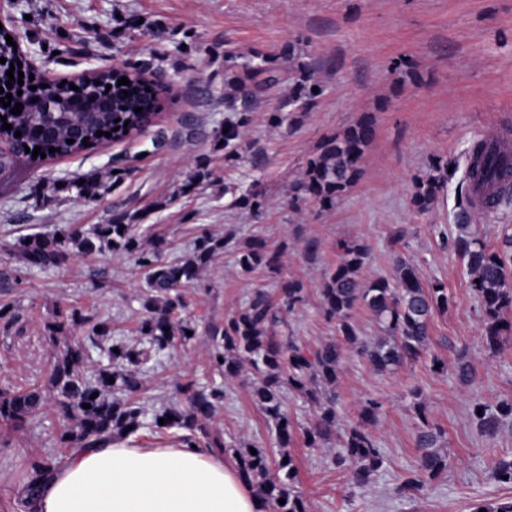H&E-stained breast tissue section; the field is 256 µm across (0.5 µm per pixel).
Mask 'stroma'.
Segmentation results:
<instances>
[{
  "label": "stroma",
  "instance_id": "stroma-1",
  "mask_svg": "<svg viewBox=\"0 0 512 512\" xmlns=\"http://www.w3.org/2000/svg\"><path fill=\"white\" fill-rule=\"evenodd\" d=\"M0 16L20 33L36 75L75 80L94 70L126 69L153 53L160 63L151 79L164 88L155 124L141 133L0 173V307L16 316L9 328L0 327V387L47 384L59 346L44 324L57 308L74 305L108 320L113 335L131 343L142 317L143 274L132 257L106 252L58 268H28L14 255L18 237L66 224L87 228L128 212L145 234L164 239V256L174 261L206 235L240 245L259 234L281 251L280 275L246 278L233 253L215 256L185 291L184 315L195 336L147 370L141 396L155 405L178 401L173 380L183 374L223 386L214 426L225 439L258 443L278 456L267 419L251 398L254 370L242 363L239 376L229 379L216 371L208 328L244 306L252 289L274 288L282 276L305 288L304 303L288 316L289 331L313 348L334 340L336 324L321 311L319 289L338 259L337 243L358 240L373 254L360 273L362 283L390 276L401 256L423 280L446 285L452 302L431 323L430 352L451 366L469 357L478 378L464 387L454 376L433 374L424 361L376 372L354 347H345L335 438L315 449L298 438L290 449L308 512H470L475 502L512 498V485L491 472L495 459L512 455V424L489 441L472 416L476 401L512 400V344L485 356L466 264L435 233L441 226L449 237L457 235L466 157L479 134L489 128L512 134V0H0ZM288 43L302 61L315 64L322 96L294 125L273 127L264 109L254 112L247 140L265 153L263 171L243 159L226 162L213 141L227 117L225 53L276 55ZM401 58L410 61L411 73L393 69ZM366 112L375 118L376 137L362 180L335 209L311 202L289 209L288 190L321 141ZM189 116L199 129L191 140L184 137ZM160 129L169 144L156 151L151 141ZM437 161L452 165L455 174L433 207L418 212L411 203L413 183ZM200 162L210 180L180 194ZM116 166L127 174L113 183L109 175ZM90 173L108 180L94 199L51 190L57 180ZM255 178L267 199L259 216L235 206L224 192L227 183ZM303 238L320 241L316 261L303 255ZM416 388L421 398L412 397ZM369 397L381 403L371 432L384 462L358 488L332 458ZM424 420L443 430L439 450L451 466L424 493L395 494L416 464L415 435ZM61 428L50 408L24 430L0 425V512H27V464L47 452L61 453Z\"/></svg>",
  "mask_w": 512,
  "mask_h": 512
}]
</instances>
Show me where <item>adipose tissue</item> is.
Here are the masks:
<instances>
[{
    "mask_svg": "<svg viewBox=\"0 0 512 512\" xmlns=\"http://www.w3.org/2000/svg\"><path fill=\"white\" fill-rule=\"evenodd\" d=\"M35 512H267L235 465L185 445L116 439L74 448L42 480Z\"/></svg>",
    "mask_w": 512,
    "mask_h": 512,
    "instance_id": "adipose-tissue-1",
    "label": "adipose tissue"
}]
</instances>
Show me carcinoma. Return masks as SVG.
Masks as SVG:
<instances>
[{"label":"carcinoma","mask_w":512,"mask_h":512,"mask_svg":"<svg viewBox=\"0 0 512 512\" xmlns=\"http://www.w3.org/2000/svg\"><path fill=\"white\" fill-rule=\"evenodd\" d=\"M282 57L288 62L279 66L271 59L255 54L245 57L231 52L224 54V83L233 94L224 97V107L236 113L235 119L214 131V142L224 150V158L237 161L247 158L251 169L261 170L266 164L262 152L246 156L239 152L245 143L251 124L253 103L288 84V101L270 107L267 122L280 127L286 121H297L299 114L307 111L323 93V86L316 78L312 64L299 61L294 44H288ZM155 57L132 65L130 84L117 86L119 77L109 72L92 74L100 84L83 87V94L76 99L70 85L55 82L45 88L42 81L24 79L23 85L9 81L10 65L0 68L1 97L12 94V103H21V113H10V108L0 105V114L7 117L12 129L0 128V136L13 141L7 151H0V171L15 167L19 158L31 163L42 162L25 148H41L46 159L76 155L111 138L123 137V132H140L150 126L148 119L134 111L140 106L161 105L158 88L146 91L139 83L140 76L154 69ZM112 85L106 89V85ZM36 86L32 91L29 86ZM22 94H17V91ZM37 96L35 104L28 103ZM109 101V112H97L87 122L79 112H58L63 100L80 105L89 97ZM0 120V125L5 123ZM22 135L17 137L15 132ZM103 135L98 136L96 132ZM375 137V122L370 115L360 118L342 134L325 139L319 153L308 159L302 177L288 193V207L299 210L309 201L324 210H330L364 176L362 160ZM74 143L69 144L67 140ZM87 143H82V140ZM55 152H49V149ZM434 173L419 180L412 193V204L420 212L432 208L448 182V165L436 164ZM464 192L460 199L461 212L471 211V195L489 190L492 208L512 201V163L499 161L493 154L476 153L464 178ZM103 182L93 175L76 177L56 187L58 192L75 194L77 198H94ZM235 204L262 213L267 200L257 184L239 190ZM135 216L126 213L112 218L107 224H95L84 230L72 224L54 234L26 235L15 246L17 259L30 268L61 266L75 258L111 251L134 257L135 264L143 270L145 289L142 307L144 316L139 325L141 342L137 346L114 339L112 326L107 320L95 319L77 309L69 315L70 328L84 331L90 345L106 348L109 366L98 369L93 375L85 370L86 348L82 345L64 344L53 364L50 388L39 386L0 388V421L16 430L26 428L42 409L52 406L68 422L60 436L65 448H88L126 438L145 425L150 418L158 430L178 428L187 447L198 445L196 433L206 439V447L220 453H232L245 481L270 506L271 512H307L303 498L296 490L297 467L288 451L293 445L295 428L288 414L282 410L284 389L302 393L318 407V415L305 430L308 447L321 448L335 434L338 416L334 387L339 380L343 348H358V353L374 370L383 372L393 367L409 365L428 353L430 325L434 315L448 310V288L439 282H425L418 269L399 258L389 277L376 279L368 284L359 280L360 270L371 259L370 248L357 241H344L337 245L336 266L327 273L320 288V303L326 317L336 322V340L316 349L304 346L294 336L278 335L284 324L283 314L293 311L305 299L301 281L281 279L276 293L255 288L245 305L225 317L224 325L210 328L215 342L212 364L223 370L224 377L239 375L241 363L249 361L262 378L253 391V398L272 422V431L280 448V458L270 466L266 449L228 445L219 429L207 426L218 405L224 400V389L219 386L200 385L191 377L176 382V392L182 397L179 404L163 405L147 414L146 404L138 396L142 389L141 373L152 356L166 351L178 343L191 339L187 332H196L195 325L183 317L186 308L184 289L193 287L214 256L231 245V239L204 236L195 244L194 255L184 261H163L164 242L146 240L136 233L132 221ZM459 234L453 246L466 260L471 280L470 287L482 312L484 352L492 357L506 343L512 341V235L504 237L497 249L487 247L469 232L470 225H458ZM61 238H56V235ZM236 261L245 275L257 271L276 274L280 269L281 255L271 249L261 236L250 238L242 247L235 248ZM365 309L380 324L386 337L374 342L359 340L352 315L355 309ZM119 353H114V349ZM457 381L468 386L477 375L474 364L461 357L454 365ZM113 382H108V379ZM91 408L85 409L83 405ZM381 403L374 399L364 401L359 409L358 422L351 426L344 440V451L336 455L333 464L347 470L353 484L364 487L371 475L383 463V451L368 427L375 421ZM474 420L481 434L495 438L506 423L512 421V401L486 403L478 401L473 406ZM165 424H159V419ZM441 431L423 423L415 436L419 457L416 468L401 483V489L421 492L429 481L448 473V456L439 451ZM256 454H251L250 449ZM57 456L41 455L34 458L25 477V503L32 505L39 490V481L53 469ZM492 471L497 480L512 484V457L493 462ZM285 500L279 504V500Z\"/></svg>","instance_id":"cac0c4a2"}]
</instances>
